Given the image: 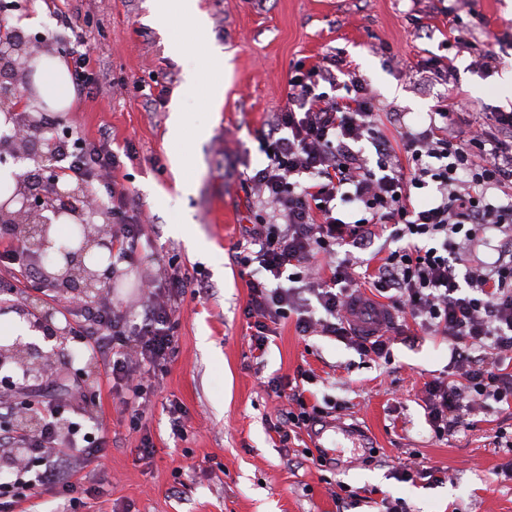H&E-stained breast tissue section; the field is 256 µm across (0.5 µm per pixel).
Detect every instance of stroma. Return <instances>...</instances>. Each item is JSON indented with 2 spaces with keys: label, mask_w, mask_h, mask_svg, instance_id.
I'll use <instances>...</instances> for the list:
<instances>
[{
  "label": "stroma",
  "mask_w": 512,
  "mask_h": 512,
  "mask_svg": "<svg viewBox=\"0 0 512 512\" xmlns=\"http://www.w3.org/2000/svg\"><path fill=\"white\" fill-rule=\"evenodd\" d=\"M145 2L17 0L5 26L51 55L74 39L87 43L102 92L73 100L62 123L87 136L109 126L113 150L136 151L120 174L149 217L156 256L123 267L114 300L140 321L141 276L164 275L173 262L204 285L201 295L178 301L176 351L138 429L113 401L90 350L70 338L36 337L51 355L55 382L94 395L80 419L84 430L99 423L111 428L112 447L89 466L94 489L78 512H385V502L398 499L410 512H512V480L497 473L507 456L492 444L497 428L512 435V409L487 402L469 428L442 440L426 420L422 388L447 371L446 340L400 339L384 359L327 336H299L285 320L258 354L242 315L251 271L233 259L249 216L240 174L265 164L257 137L284 106L295 64L336 59L368 80L383 112L407 113L414 124L450 96H466L451 117L453 128L464 131L494 108L512 107V99L493 92L512 72V0H461L450 17L441 0H196L208 18L201 31L192 27L183 0H172L162 29L147 21ZM62 3L73 28L49 21L53 5ZM452 20L495 56L490 77L471 69L467 50L444 49ZM208 43L222 46L223 71L212 68ZM444 54L453 58L458 78L422 69L421 60ZM189 70L223 100L217 111L201 97L183 100L194 125L210 131L202 143L188 133L173 141L168 105L150 102L160 86L177 92ZM177 153L192 160L179 173L172 165ZM180 179L186 189L177 188ZM56 308L30 285L0 294V315L50 310L55 327H65ZM299 368L312 376L310 402L345 406L337 419L350 431L337 434L324 467L306 457L313 437L300 433L285 447L268 429L287 401L269 396L265 382ZM174 404L186 412L179 436L171 427ZM146 434L153 452L144 457L138 446ZM404 463L438 467L444 480L401 481Z\"/></svg>",
  "instance_id": "1"
}]
</instances>
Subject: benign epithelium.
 Instances as JSON below:
<instances>
[{"mask_svg":"<svg viewBox=\"0 0 512 512\" xmlns=\"http://www.w3.org/2000/svg\"><path fill=\"white\" fill-rule=\"evenodd\" d=\"M32 56L30 45L16 40L12 35L0 32V66L8 71L11 83L0 85V101L22 103L23 94L19 82ZM18 162L34 158L40 163L37 184L26 177L17 176L21 206L10 212L7 204L0 205V224L15 228L21 244L28 256L38 262L48 257V229L50 216L70 214L80 219L84 228V239L78 249L65 254L67 264L63 271H55L53 266H42V283L55 288L70 289L84 300L104 297L112 293V267L93 270L84 263V255L94 247L111 248L109 231L115 219L112 210L93 201L83 185L75 189L59 187L61 171L55 165V140L43 136L39 120L24 115V122L11 136L0 138V163L7 158ZM21 352L1 351L0 363L18 361L26 367L27 373H39L45 377L51 375L46 361L47 354L32 343L20 346Z\"/></svg>","mask_w":512,"mask_h":512,"instance_id":"7a95c632","label":"benign epithelium"}]
</instances>
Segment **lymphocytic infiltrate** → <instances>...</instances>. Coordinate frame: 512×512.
Returning a JSON list of instances; mask_svg holds the SVG:
<instances>
[{
    "mask_svg": "<svg viewBox=\"0 0 512 512\" xmlns=\"http://www.w3.org/2000/svg\"><path fill=\"white\" fill-rule=\"evenodd\" d=\"M61 54L77 95L96 98L101 84L88 53L73 43ZM456 107L452 100L429 113L419 130L404 113H390L389 135L377 124L380 107L362 76L351 71L342 80L320 64L297 68L285 106L260 134L266 164L241 175L245 198L268 215L243 225L247 247L236 255L240 265L255 263L266 273L250 280L243 308L257 351L290 320L298 335L319 332L383 358L392 338L405 333L394 319L398 313L447 340L448 375L424 384L429 424L441 439L486 401L512 407V110H497L462 134L447 123ZM57 150L65 175L106 191L117 218L113 264L138 262L148 225L143 207L117 180L122 161L110 131L60 139ZM383 234L393 249L359 278L355 250ZM490 245L498 257L489 264L476 250ZM193 285L177 267L147 280L143 316L133 325L108 296L76 308L60 302L73 339L97 355L125 408H140L150 381L166 373L176 344L175 298ZM366 286L375 292L368 306L391 318L387 333L360 332L347 317ZM308 379L300 369L267 381L272 394L289 402L270 425L281 444L329 414L307 402L302 384ZM80 407L49 398L37 432L0 426V447L14 449L19 460L14 480L0 483V510L43 491L68 497L82 490L81 470L112 439L106 429L86 432L66 418V410Z\"/></svg>",
    "mask_w": 512,
    "mask_h": 512,
    "instance_id": "obj_1",
    "label": "lymphocytic infiltrate"
}]
</instances>
